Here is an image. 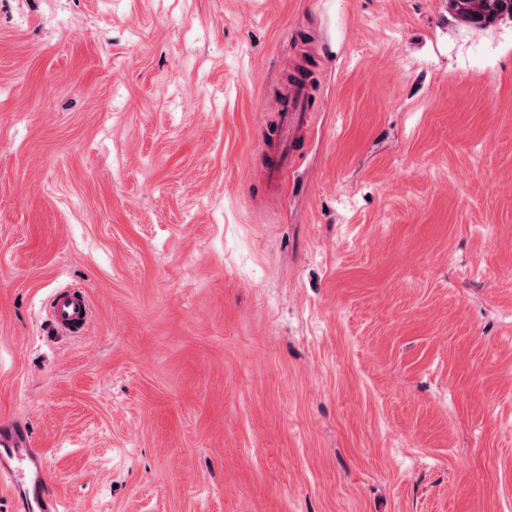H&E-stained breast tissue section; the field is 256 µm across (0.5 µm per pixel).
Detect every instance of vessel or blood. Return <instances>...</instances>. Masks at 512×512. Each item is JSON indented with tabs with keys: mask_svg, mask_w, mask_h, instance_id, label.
<instances>
[{
	"mask_svg": "<svg viewBox=\"0 0 512 512\" xmlns=\"http://www.w3.org/2000/svg\"><path fill=\"white\" fill-rule=\"evenodd\" d=\"M308 90L304 85H291L279 102L280 141L265 148L267 172L276 181L288 172V143L299 138L309 126ZM90 303L86 297L62 292L55 296L51 315L62 329L84 328L89 321ZM0 468L11 476L16 488L26 489L25 512H42L45 501L40 494L44 480V463L39 454L26 448L15 435H0Z\"/></svg>",
	"mask_w": 512,
	"mask_h": 512,
	"instance_id": "1",
	"label": "vessel or blood"
}]
</instances>
